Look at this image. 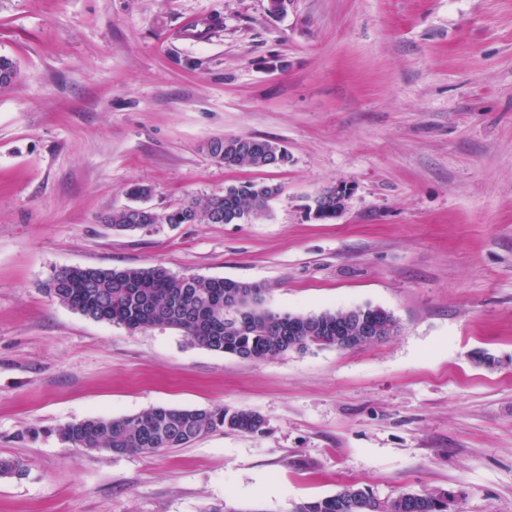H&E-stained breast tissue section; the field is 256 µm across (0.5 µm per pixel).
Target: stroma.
I'll return each mask as SVG.
<instances>
[{
  "label": "stroma",
  "mask_w": 512,
  "mask_h": 512,
  "mask_svg": "<svg viewBox=\"0 0 512 512\" xmlns=\"http://www.w3.org/2000/svg\"><path fill=\"white\" fill-rule=\"evenodd\" d=\"M0 512H290L354 484L512 512V0H0ZM269 139L227 168L216 138ZM239 224L116 231L244 181ZM351 187L330 221L314 199ZM257 282L278 312L379 307L387 341L263 361L60 304L61 267ZM486 362H479V354ZM156 406L258 413L115 456L25 438ZM275 148L281 152L279 158ZM211 155L228 168H274L288 162V153L278 143L254 137H225L209 143Z\"/></svg>",
  "instance_id": "35a3bbf8"
}]
</instances>
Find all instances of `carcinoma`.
Wrapping results in <instances>:
<instances>
[{"instance_id": "cac0c4a2", "label": "carcinoma", "mask_w": 512, "mask_h": 512, "mask_svg": "<svg viewBox=\"0 0 512 512\" xmlns=\"http://www.w3.org/2000/svg\"><path fill=\"white\" fill-rule=\"evenodd\" d=\"M17 77V65L0 55V85ZM211 155L228 168H274L288 162L278 143L254 137H225L209 143ZM276 185L245 181L224 187L203 200L192 199L160 215L128 206L112 212L108 223L118 230H137L149 224H237L261 215L278 194ZM344 203L319 195L314 200L317 220L336 217ZM59 303L96 320L144 330L167 326L180 330L192 343L249 362H261L310 346H336V337L352 335L361 326L375 331L381 342L398 330L396 318L370 306L319 314L277 313L263 302L247 298V290L265 285L227 278L175 276L154 268H73L51 274L46 284ZM258 435L264 419L246 409L217 406L187 409L157 406L120 418H91L43 432L73 448L124 455L155 453L184 447L218 430ZM447 492L417 496L400 494L381 500L372 492L348 485L332 496L298 502L291 512H448Z\"/></svg>"}]
</instances>
